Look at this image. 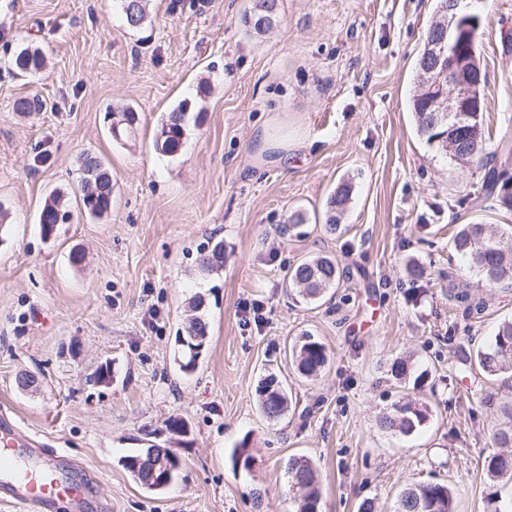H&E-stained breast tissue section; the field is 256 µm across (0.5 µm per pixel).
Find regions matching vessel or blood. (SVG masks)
Instances as JSON below:
<instances>
[{
  "label": "vessel or blood",
  "mask_w": 512,
  "mask_h": 512,
  "mask_svg": "<svg viewBox=\"0 0 512 512\" xmlns=\"http://www.w3.org/2000/svg\"><path fill=\"white\" fill-rule=\"evenodd\" d=\"M37 458L39 472L26 465ZM67 462L54 449L40 447L37 440L19 433L15 422L0 413V501L22 507L23 512H52L56 501L69 496L82 499L80 486L61 476Z\"/></svg>",
  "instance_id": "b4317fda"
}]
</instances>
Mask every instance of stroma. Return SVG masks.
Listing matches in <instances>:
<instances>
[{"instance_id":"35a3bbf8","label":"stroma","mask_w":512,"mask_h":512,"mask_svg":"<svg viewBox=\"0 0 512 512\" xmlns=\"http://www.w3.org/2000/svg\"><path fill=\"white\" fill-rule=\"evenodd\" d=\"M249 6L148 0L150 20L133 30L118 0H0V408L77 465L89 512H296L294 455L316 467L319 512L366 501L394 512L420 481L454 487L458 512H483L489 383L458 369L512 319V287L488 297L481 321L451 309L446 273L464 267L448 239L460 224L512 225V210L475 203L482 169L417 132L409 99L436 2L281 0L279 23L260 35L243 22ZM465 7L481 19L483 125L495 138L512 118V0ZM23 42L43 71L14 69ZM33 95L46 111L16 112ZM184 99L182 147L159 154L161 120ZM126 107L137 131L113 139L105 114ZM85 152L112 171L101 218L77 213ZM344 183L351 204L331 234L326 203ZM55 191L75 215L46 238L39 214ZM297 212L305 220L289 229ZM217 241L223 265L201 271L200 250ZM318 254L342 277L331 299L309 304L288 270ZM410 259L428 271L421 284ZM195 296L209 341L185 373L175 338ZM305 333L329 354L314 379L289 355ZM408 353L433 377L413 392L431 417L404 437L379 420L404 393L389 368ZM105 362L108 384L93 378ZM24 373L35 387L19 388ZM270 374L292 400L276 421L258 402ZM146 438L180 460L160 492L120 464ZM242 445L246 470L232 460Z\"/></svg>"}]
</instances>
